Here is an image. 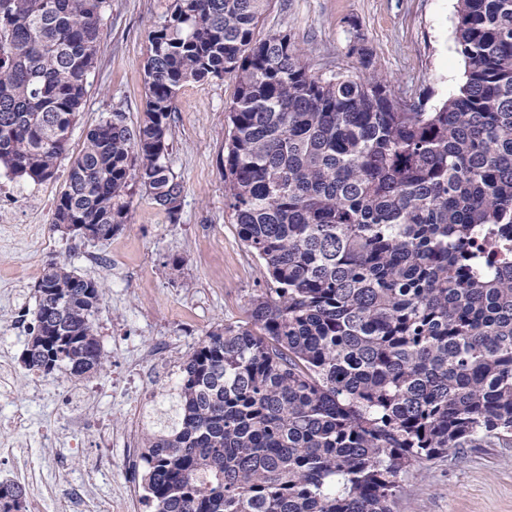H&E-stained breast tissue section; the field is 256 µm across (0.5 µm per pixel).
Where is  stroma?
Listing matches in <instances>:
<instances>
[{
	"mask_svg": "<svg viewBox=\"0 0 512 512\" xmlns=\"http://www.w3.org/2000/svg\"><path fill=\"white\" fill-rule=\"evenodd\" d=\"M170 0H111L102 26V47L88 76V94L72 129L68 153L77 155L86 131L121 114L137 126L145 109L142 64L148 31ZM457 0H270L257 37L281 30L316 71L356 69L352 45L370 48L377 70L395 94L424 91L439 104L464 79L455 51ZM236 93L232 78L186 83L172 115L169 166L183 185L177 221L134 188L126 224L107 241L53 231L55 200L66 188L68 161L53 179L34 184L0 170V324L31 311L35 283L50 263H64L95 278L104 289L95 316L106 361L96 374L72 382L47 379L43 392L20 380L13 403L33 415L30 434L0 428V441L29 447L46 464V491L57 498L52 512H71L66 490L86 486L89 512H99L124 483L120 444L97 445V428L120 431L133 405L121 383L139 368L142 355L157 353L158 366L216 328L248 320L249 300L267 286V275L238 236L226 205L224 155L231 134L226 111ZM91 389L86 414L95 426L73 436L62 418L59 389ZM395 512H512V446L465 448L447 458L410 468Z\"/></svg>",
	"mask_w": 512,
	"mask_h": 512,
	"instance_id": "1",
	"label": "stroma"
}]
</instances>
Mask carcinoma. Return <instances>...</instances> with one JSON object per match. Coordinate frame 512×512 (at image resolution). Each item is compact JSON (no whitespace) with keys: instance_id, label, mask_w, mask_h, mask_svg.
I'll list each match as a JSON object with an SVG mask.
<instances>
[{"instance_id":"1","label":"carcinoma","mask_w":512,"mask_h":512,"mask_svg":"<svg viewBox=\"0 0 512 512\" xmlns=\"http://www.w3.org/2000/svg\"><path fill=\"white\" fill-rule=\"evenodd\" d=\"M268 0H171L149 31L146 101L70 159L52 227L109 240L137 183L175 221L168 164L185 83L236 82L225 192L272 287L249 321L179 358L175 415L141 437L153 512H394L401 476L495 439L512 445V0H457L465 80L439 105L360 72L313 71L288 33H255ZM108 0H0V166L54 177L101 51ZM22 352L81 379L105 356L101 284L64 264L36 285ZM25 490L0 482V512Z\"/></svg>"}]
</instances>
